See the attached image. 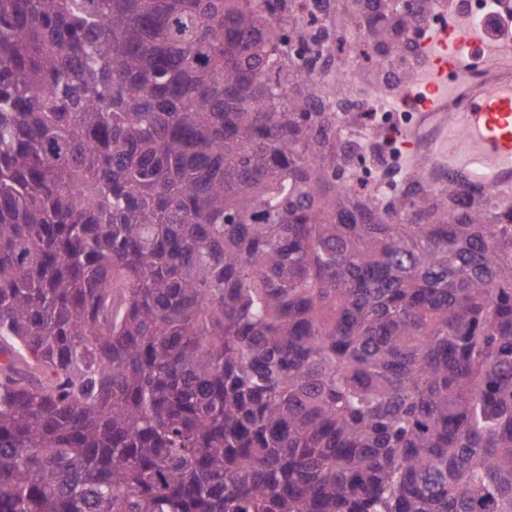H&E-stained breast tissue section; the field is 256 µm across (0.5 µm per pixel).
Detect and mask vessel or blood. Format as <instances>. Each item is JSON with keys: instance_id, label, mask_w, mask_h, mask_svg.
<instances>
[{"instance_id": "b4317fda", "label": "vessel or blood", "mask_w": 512, "mask_h": 512, "mask_svg": "<svg viewBox=\"0 0 512 512\" xmlns=\"http://www.w3.org/2000/svg\"><path fill=\"white\" fill-rule=\"evenodd\" d=\"M416 46L415 74L396 95L410 114L405 169L434 190L512 198V36L492 43L475 19L431 20Z\"/></svg>"}]
</instances>
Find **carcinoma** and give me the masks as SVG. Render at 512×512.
<instances>
[{
    "mask_svg": "<svg viewBox=\"0 0 512 512\" xmlns=\"http://www.w3.org/2000/svg\"><path fill=\"white\" fill-rule=\"evenodd\" d=\"M293 2L0 0V512H512V205L358 185Z\"/></svg>",
    "mask_w": 512,
    "mask_h": 512,
    "instance_id": "1",
    "label": "carcinoma"
}]
</instances>
